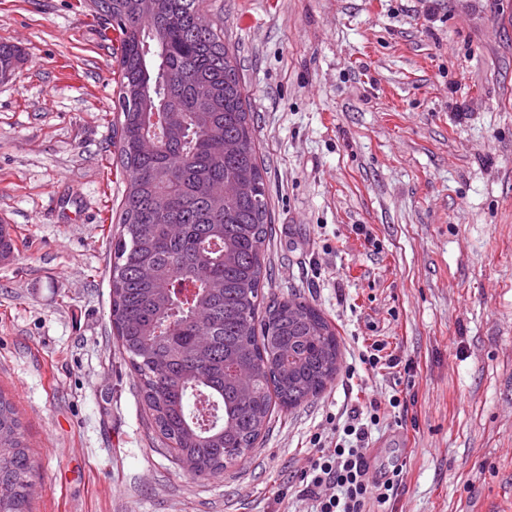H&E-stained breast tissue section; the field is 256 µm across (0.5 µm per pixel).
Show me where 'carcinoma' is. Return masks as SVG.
Returning <instances> with one entry per match:
<instances>
[{"label": "carcinoma", "mask_w": 512, "mask_h": 512, "mask_svg": "<svg viewBox=\"0 0 512 512\" xmlns=\"http://www.w3.org/2000/svg\"><path fill=\"white\" fill-rule=\"evenodd\" d=\"M117 43L113 124L125 189L110 267L112 326L148 426L187 473L217 476L254 447L275 408L318 396L339 343L301 297L265 300L272 236L248 102L205 0H87ZM22 60L0 43V79ZM152 108L170 111L167 125ZM145 133L159 142L143 156ZM246 172L247 188L209 195ZM207 400L204 419L190 398ZM33 461L14 405L0 395V512H30Z\"/></svg>", "instance_id": "cac0c4a2"}]
</instances>
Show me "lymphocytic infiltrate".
<instances>
[{"instance_id": "lymphocytic-infiltrate-1", "label": "lymphocytic infiltrate", "mask_w": 512, "mask_h": 512, "mask_svg": "<svg viewBox=\"0 0 512 512\" xmlns=\"http://www.w3.org/2000/svg\"><path fill=\"white\" fill-rule=\"evenodd\" d=\"M380 405L370 401L367 408L352 407L344 423L335 425L336 441L326 445L314 434L313 450L302 469L297 495L311 501L314 512H369L371 503L386 504L400 469L384 480L371 478L367 449L372 429L380 422Z\"/></svg>"}]
</instances>
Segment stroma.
Wrapping results in <instances>:
<instances>
[{
    "label": "stroma",
    "mask_w": 512,
    "mask_h": 512,
    "mask_svg": "<svg viewBox=\"0 0 512 512\" xmlns=\"http://www.w3.org/2000/svg\"><path fill=\"white\" fill-rule=\"evenodd\" d=\"M81 0H0V395L31 445L32 512H307L294 491L326 413L388 407L371 512H512V0H208L253 114L272 298L304 296L335 379L275 410L223 475L160 449L112 333L124 190L115 56ZM412 362L350 372L372 342ZM21 60L22 51L19 47L0 43V79H9Z\"/></svg>",
    "instance_id": "1"
}]
</instances>
